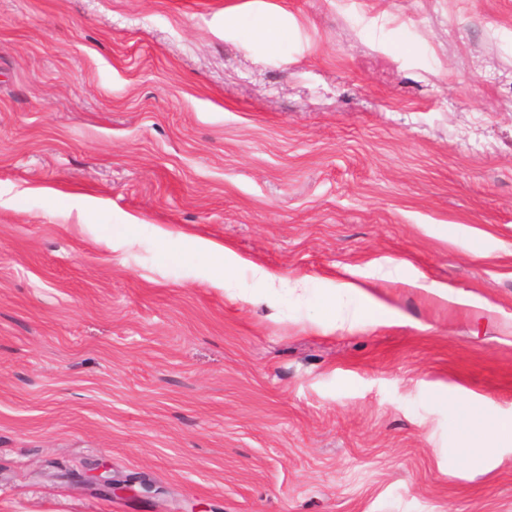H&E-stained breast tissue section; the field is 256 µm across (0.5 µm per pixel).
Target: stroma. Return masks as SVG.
<instances>
[{
    "instance_id": "35a3bbf8",
    "label": "stroma",
    "mask_w": 512,
    "mask_h": 512,
    "mask_svg": "<svg viewBox=\"0 0 512 512\" xmlns=\"http://www.w3.org/2000/svg\"><path fill=\"white\" fill-rule=\"evenodd\" d=\"M244 2L0 0V512H512V0ZM191 247L215 259L214 281L223 284L226 282L232 267L242 264L241 257L235 255L224 246L209 240L188 239ZM365 288L362 284L340 274L336 278L334 288H329L331 292L326 304V313L336 322L344 323L356 318L360 304H367L373 310H384V304L371 297ZM433 398L436 402L447 406V408L453 413L456 418L457 425L462 431H468L473 434H482L483 429H485L489 423L486 418H482L483 420L477 423H472L469 414L465 411V409L460 408L456 405L455 399L453 396L448 395V389L438 391L434 393ZM481 425L482 430L477 431V426Z\"/></svg>"
}]
</instances>
